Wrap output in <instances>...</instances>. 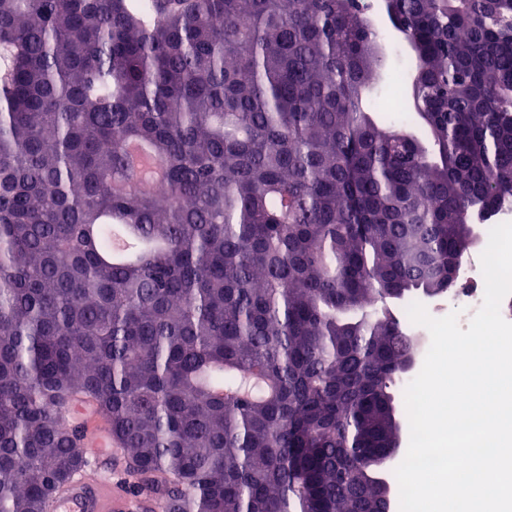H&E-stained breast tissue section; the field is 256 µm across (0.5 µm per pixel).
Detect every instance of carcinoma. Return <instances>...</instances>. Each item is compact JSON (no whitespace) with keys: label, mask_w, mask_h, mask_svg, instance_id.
<instances>
[{"label":"carcinoma","mask_w":512,"mask_h":512,"mask_svg":"<svg viewBox=\"0 0 512 512\" xmlns=\"http://www.w3.org/2000/svg\"><path fill=\"white\" fill-rule=\"evenodd\" d=\"M385 14L429 144L365 109L362 0H0V512L86 464L77 395L167 512L386 507L416 350L389 302L447 292L512 197V0Z\"/></svg>","instance_id":"cac0c4a2"}]
</instances>
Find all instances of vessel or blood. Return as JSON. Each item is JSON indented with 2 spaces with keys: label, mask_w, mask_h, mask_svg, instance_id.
I'll list each match as a JSON object with an SVG mask.
<instances>
[{
  "label": "vessel or blood",
  "mask_w": 512,
  "mask_h": 512,
  "mask_svg": "<svg viewBox=\"0 0 512 512\" xmlns=\"http://www.w3.org/2000/svg\"><path fill=\"white\" fill-rule=\"evenodd\" d=\"M68 418L84 424V446L94 466L49 500L46 512H157L161 498H136L116 489L113 475L123 449L112 435L111 422L96 405L81 398L74 399Z\"/></svg>",
  "instance_id": "vessel-or-blood-1"
}]
</instances>
